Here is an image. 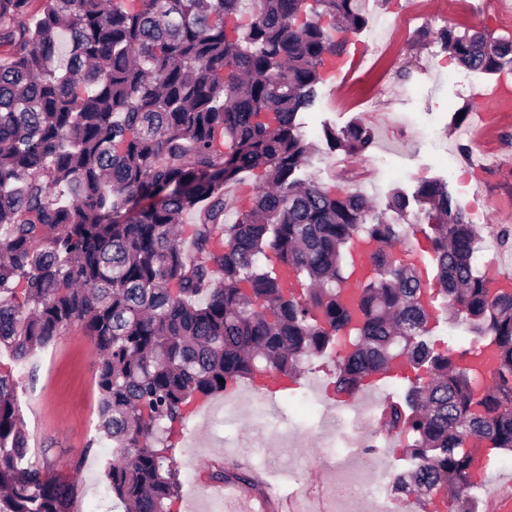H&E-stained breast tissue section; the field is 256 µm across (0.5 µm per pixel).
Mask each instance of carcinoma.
<instances>
[{"instance_id":"cac0c4a2","label":"carcinoma","mask_w":512,"mask_h":512,"mask_svg":"<svg viewBox=\"0 0 512 512\" xmlns=\"http://www.w3.org/2000/svg\"><path fill=\"white\" fill-rule=\"evenodd\" d=\"M368 0H0V355L24 362L73 326L98 355L104 477L122 512H172L165 452L200 398L332 353L336 389L405 358L415 381L383 413L408 432L412 467L395 491L455 494L478 512L477 448L512 453V288L475 267L477 238L447 185H420L436 273L395 256L403 225L305 174L298 114L312 107L337 33L366 24ZM329 18V25L322 23ZM67 34L64 54L57 52ZM471 70L512 66V37L441 32ZM362 156L364 124L323 131ZM261 173L251 205L224 223V188ZM155 202L141 206V198ZM394 192L388 208L407 216ZM197 215L188 241L180 216ZM442 300L494 347L492 386L438 352ZM17 383L0 373V512H69L75 484L32 459Z\"/></svg>"}]
</instances>
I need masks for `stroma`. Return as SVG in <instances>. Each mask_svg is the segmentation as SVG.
<instances>
[{"label": "stroma", "instance_id": "1", "mask_svg": "<svg viewBox=\"0 0 512 512\" xmlns=\"http://www.w3.org/2000/svg\"><path fill=\"white\" fill-rule=\"evenodd\" d=\"M389 27L390 43L374 51L372 41ZM481 31L493 36L512 34V21L488 0H465L459 12H449L446 0H370L365 26L345 34V57L360 56L355 72L344 80L326 74L319 86V103L300 116L302 130L314 146L309 176L334 194L358 192L376 214L396 215L387 207L393 191L413 195L426 181L443 180L479 238L480 271L493 273L496 263L512 261V220L496 205H512V109L496 113L480 143L468 132L480 103L501 82L512 84V67L495 73L472 71L454 60L439 34ZM361 123L374 133L373 147L350 157L331 150L323 127L336 130ZM438 351L460 350L473 339L466 323L449 320L437 310L428 324ZM54 358L36 351L17 364L0 359V370L18 384L19 413L30 436L31 453L46 456L55 471L74 476L76 488L70 512H114L106 489L103 465L112 443L98 430L97 359L89 336L80 328L54 344ZM336 367L331 355L304 361L295 381L277 393V409L267 419L255 413L254 401L264 392L240 382L239 392L251 400L237 410L238 433L225 434L220 422L198 411L186 427L169 437L168 456L179 471L181 496L174 512H226L224 503L206 497L213 487L215 467L249 476L243 491L263 512H336L327 493L338 485L341 470L317 433L320 411L339 410L334 386ZM376 401L371 413L358 417V438L376 440L374 475L405 474L408 435L390 433L382 412L390 398L402 395L410 378H372Z\"/></svg>", "mask_w": 512, "mask_h": 512}]
</instances>
